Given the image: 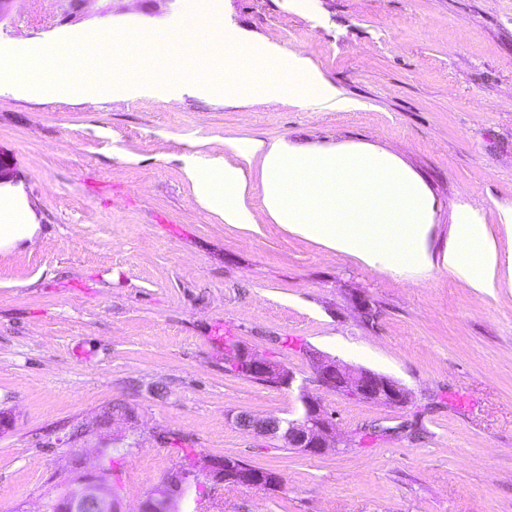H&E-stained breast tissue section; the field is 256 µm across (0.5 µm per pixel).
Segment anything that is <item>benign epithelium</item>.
I'll use <instances>...</instances> for the list:
<instances>
[{
  "instance_id": "1",
  "label": "benign epithelium",
  "mask_w": 512,
  "mask_h": 512,
  "mask_svg": "<svg viewBox=\"0 0 512 512\" xmlns=\"http://www.w3.org/2000/svg\"><path fill=\"white\" fill-rule=\"evenodd\" d=\"M239 361L249 374L263 383L289 387L294 381L293 373L285 366L254 357L246 349H241ZM317 365L318 385L326 390H334L336 373L343 374L338 393L374 404L403 406L410 400V392L392 378L362 367L341 366L336 361L313 356ZM304 414L291 420L286 426H268L269 418H257L247 412L231 416L234 424L242 429L253 430L263 436L281 441L288 448H295L310 455H319L336 447V433L332 419L321 404L309 394L301 393ZM207 467L218 469L216 482L229 487H256L267 489L281 485L282 478L277 473L259 471L245 463L213 460ZM63 512H118L112 489L104 486L98 476L86 472L76 476L62 494Z\"/></svg>"
}]
</instances>
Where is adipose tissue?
I'll use <instances>...</instances> for the list:
<instances>
[{"mask_svg": "<svg viewBox=\"0 0 512 512\" xmlns=\"http://www.w3.org/2000/svg\"><path fill=\"white\" fill-rule=\"evenodd\" d=\"M150 36L145 28L123 32L116 53L137 59L138 65L131 74L113 69L108 80L99 63L104 33H72L38 43L0 40V87L41 97L67 90L110 95L155 81L163 68L140 59ZM213 37L225 46L224 57L217 60L224 69L225 98L257 91L279 95L296 87L321 97L337 96L302 55L274 43L254 44L248 34L229 29ZM245 156L261 165V203L272 222L370 266L431 268L427 237L433 201L421 179L396 155L355 144L309 148L252 138ZM187 175L203 208L225 223L254 228L245 205L248 185L239 168L217 157L203 166L189 165ZM36 231L25 200L0 191V249L32 239ZM441 265L465 275L478 292L502 277L512 285V250L500 252L474 224L459 225Z\"/></svg>", "mask_w": 512, "mask_h": 512, "instance_id": "obj_1", "label": "adipose tissue"}]
</instances>
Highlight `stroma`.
<instances>
[{
	"instance_id": "1",
	"label": "stroma",
	"mask_w": 512,
	"mask_h": 512,
	"mask_svg": "<svg viewBox=\"0 0 512 512\" xmlns=\"http://www.w3.org/2000/svg\"><path fill=\"white\" fill-rule=\"evenodd\" d=\"M147 20L181 28V74L137 96L0 90V167L39 229L0 252V512H38L74 461L108 470L140 512L179 465L236 457L274 490L204 481L178 512H512V288L442 268L368 266L270 222L251 138L364 143L399 157L434 202L440 254L462 207L512 246V0H9L0 36ZM307 57L347 99L228 100L201 28ZM242 167L256 230L196 201L185 157ZM293 372H227L224 339ZM389 376L402 407L317 390L339 449L308 456L230 413L299 417L313 354ZM361 443L350 438L361 429Z\"/></svg>"
}]
</instances>
